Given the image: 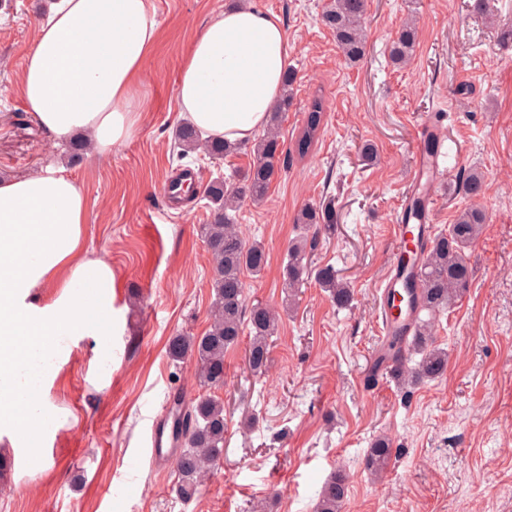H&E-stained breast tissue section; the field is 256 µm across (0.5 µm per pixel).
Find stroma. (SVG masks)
Wrapping results in <instances>:
<instances>
[{"instance_id": "stroma-1", "label": "stroma", "mask_w": 512, "mask_h": 512, "mask_svg": "<svg viewBox=\"0 0 512 512\" xmlns=\"http://www.w3.org/2000/svg\"><path fill=\"white\" fill-rule=\"evenodd\" d=\"M278 15L295 73L291 104L277 124L292 147L314 95L325 101L319 141L306 158L279 159L266 197L234 217L268 264L245 274V302L281 316L267 376L245 382L247 340L224 359V455L201 495L182 503L173 465L142 456L154 420L167 419L177 389L197 397L196 362L172 363L166 345L210 324L213 260L205 224L211 180L242 175L253 141L215 159L180 154L183 124L175 87L202 24L232 0H153L159 42L140 96L137 133L105 159L73 152L43 130L20 94L26 52L53 0H0V176L59 161L82 186L89 214L88 256L112 264V333L73 336L47 398L64 418L45 463H25L0 446V512H314L336 472L348 480L343 512H484L496 500L512 512V0H366V51L345 60L320 16L326 0H248ZM418 38L411 63L395 67L389 46L405 22ZM441 114L448 144L434 198V228L478 206L486 221L467 257L473 280L432 330L447 349L439 379L400 391L372 369L382 338L379 284L392 261L391 233L412 171L417 126ZM372 144L375 163L361 148ZM190 169L196 194L169 210L168 173ZM484 178L479 198L458 189L461 173ZM334 202L336 232L307 254L296 295L283 286L289 244L305 236L296 218ZM330 265L354 294L338 308L315 280ZM380 435L393 442L384 478L372 482L365 455Z\"/></svg>"}]
</instances>
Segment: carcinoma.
<instances>
[{"label": "carcinoma", "mask_w": 512, "mask_h": 512, "mask_svg": "<svg viewBox=\"0 0 512 512\" xmlns=\"http://www.w3.org/2000/svg\"><path fill=\"white\" fill-rule=\"evenodd\" d=\"M366 0H330L321 14V20L334 35L345 58L356 62L364 56L366 31L363 25ZM416 40L415 30L408 26L392 41L389 56L396 64H405L411 58ZM288 109V96H283L272 112L270 127L257 142L254 160L249 170L237 181L217 178L208 186L207 198L214 211V220L205 227V238L213 256L211 287L214 300L209 328L201 336L178 334L169 339L167 356L178 363L186 357L195 358L197 385L209 390L224 388V357L235 347L243 333L249 334L247 369L252 380L266 375L270 361L272 338L277 334L278 315L264 304L245 305L244 272L259 274L265 269L268 257L259 243L244 242L229 210L249 199H263L273 181L275 160L282 154V143L277 115ZM324 101L316 95L310 101L303 125L295 138L293 151L304 158L319 139L324 118ZM204 145L215 159L238 149L234 143L222 140L203 141L193 125L185 123L175 134V145L186 154ZM465 195L476 198L483 191L480 175L470 172L462 177ZM484 213L477 208L463 211L448 231H435L430 247L416 272L418 288L408 292L409 306L415 312L411 334L392 336L387 340L391 357V377L403 388H411L427 380L442 376L448 367V352L434 345L430 334L437 316L456 303L469 288L472 267L465 249L478 237ZM297 223L314 228V237L330 236L336 231V210L327 203L308 206L297 217ZM306 245L294 243L288 247V261L283 267L284 287L294 290L303 284ZM319 286L329 292L339 307H347L353 294L338 277L334 267L326 265L316 270ZM173 400V425L180 452L175 458L178 473L175 492L185 501L197 498L224 455V402L212 396H200L188 401L176 392ZM393 453V444L387 437L372 442L365 458L368 473L378 478L384 473ZM347 494L345 478L334 473L318 493L315 512H341Z\"/></svg>", "instance_id": "1"}]
</instances>
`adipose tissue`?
<instances>
[{"instance_id":"obj_1","label":"adipose tissue","mask_w":512,"mask_h":512,"mask_svg":"<svg viewBox=\"0 0 512 512\" xmlns=\"http://www.w3.org/2000/svg\"><path fill=\"white\" fill-rule=\"evenodd\" d=\"M157 39L151 0H56L22 71L27 111L55 136L81 134L93 155H111L139 126L140 81ZM289 51L272 13L238 6L214 15L181 62L179 111L203 137L248 140L267 123ZM88 211L64 167L0 178V440L28 459L62 417L44 394L66 337L112 333V264L83 254Z\"/></svg>"}]
</instances>
